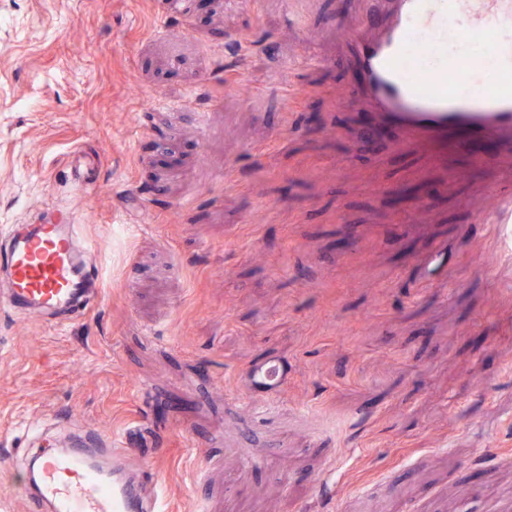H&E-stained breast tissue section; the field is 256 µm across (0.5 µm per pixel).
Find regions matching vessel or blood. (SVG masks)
I'll return each instance as SVG.
<instances>
[{
    "instance_id": "obj_1",
    "label": "vessel or blood",
    "mask_w": 512,
    "mask_h": 512,
    "mask_svg": "<svg viewBox=\"0 0 512 512\" xmlns=\"http://www.w3.org/2000/svg\"><path fill=\"white\" fill-rule=\"evenodd\" d=\"M360 83L385 122L405 138L455 133L461 139L512 142V85L487 89L478 58L512 73V0H387L370 31L354 35ZM462 46L452 56L449 45ZM492 193L482 219L512 224V174ZM86 243L70 218L14 225L0 235V308L28 318L85 314L100 286L84 258ZM292 370L266 356L246 372L251 389L281 393ZM131 449L94 438L65 448L0 457V467L26 473L22 496L36 512H163Z\"/></svg>"
}]
</instances>
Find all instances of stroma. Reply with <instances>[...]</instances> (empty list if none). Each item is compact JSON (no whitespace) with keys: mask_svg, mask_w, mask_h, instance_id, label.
I'll return each mask as SVG.
<instances>
[{"mask_svg":"<svg viewBox=\"0 0 512 512\" xmlns=\"http://www.w3.org/2000/svg\"><path fill=\"white\" fill-rule=\"evenodd\" d=\"M378 8L0 0V227L75 214L101 277L61 324L0 310V456L111 440L166 512H512L497 174L365 133ZM291 373L286 360L269 355L252 364L246 376L253 391L271 398L284 390Z\"/></svg>","mask_w":512,"mask_h":512,"instance_id":"stroma-1","label":"stroma"}]
</instances>
